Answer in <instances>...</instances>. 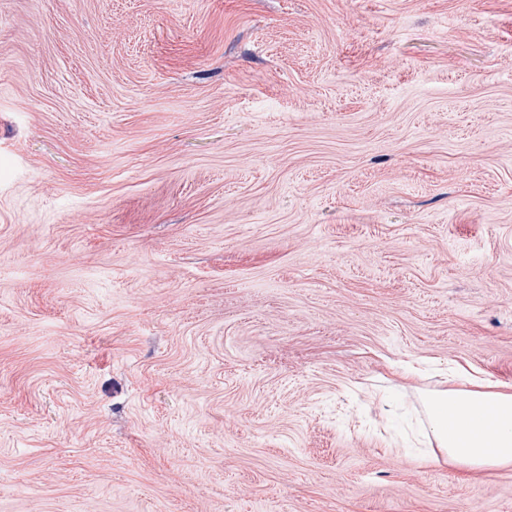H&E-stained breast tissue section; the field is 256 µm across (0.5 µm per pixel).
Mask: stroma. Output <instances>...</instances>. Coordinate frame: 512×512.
Returning <instances> with one entry per match:
<instances>
[{"label": "stroma", "instance_id": "stroma-1", "mask_svg": "<svg viewBox=\"0 0 512 512\" xmlns=\"http://www.w3.org/2000/svg\"><path fill=\"white\" fill-rule=\"evenodd\" d=\"M451 367L512 387V0H0V512H512L390 445Z\"/></svg>", "mask_w": 512, "mask_h": 512}]
</instances>
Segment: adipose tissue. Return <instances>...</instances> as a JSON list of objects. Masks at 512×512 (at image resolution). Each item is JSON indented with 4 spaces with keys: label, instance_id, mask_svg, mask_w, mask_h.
I'll return each instance as SVG.
<instances>
[{
    "label": "adipose tissue",
    "instance_id": "adipose-tissue-1",
    "mask_svg": "<svg viewBox=\"0 0 512 512\" xmlns=\"http://www.w3.org/2000/svg\"><path fill=\"white\" fill-rule=\"evenodd\" d=\"M421 435L450 463L480 471L512 465V393L488 384L434 390L422 399Z\"/></svg>",
    "mask_w": 512,
    "mask_h": 512
}]
</instances>
